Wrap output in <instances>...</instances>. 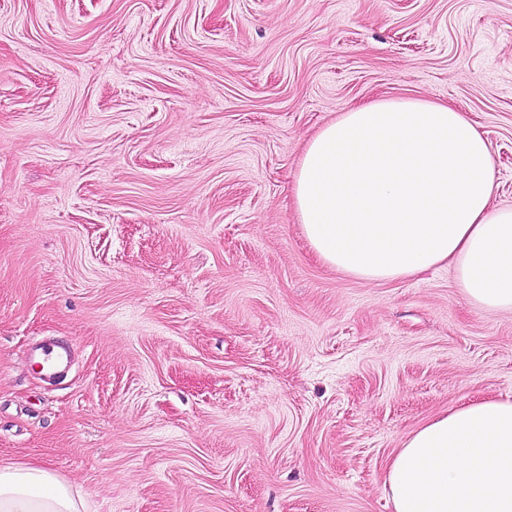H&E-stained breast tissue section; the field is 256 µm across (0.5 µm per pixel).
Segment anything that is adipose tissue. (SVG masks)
<instances>
[{
  "mask_svg": "<svg viewBox=\"0 0 512 512\" xmlns=\"http://www.w3.org/2000/svg\"><path fill=\"white\" fill-rule=\"evenodd\" d=\"M491 147L463 113L415 98L341 113L309 142L294 186L303 234L327 265L391 281L445 264L465 297L512 312V206L493 208ZM393 512H512V398L424 422L391 457ZM0 512H87L36 464L0 466Z\"/></svg>",
  "mask_w": 512,
  "mask_h": 512,
  "instance_id": "1",
  "label": "adipose tissue"
}]
</instances>
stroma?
<instances>
[{"instance_id":"stroma-1","label":"stroma","mask_w":512,"mask_h":512,"mask_svg":"<svg viewBox=\"0 0 512 512\" xmlns=\"http://www.w3.org/2000/svg\"><path fill=\"white\" fill-rule=\"evenodd\" d=\"M396 97L464 112L512 206V0H0V465L90 512H392L410 433L512 398L511 312L302 235L310 138ZM27 356L32 369H36L44 376L56 375L68 362V354L65 350L42 342L32 344Z\"/></svg>"}]
</instances>
